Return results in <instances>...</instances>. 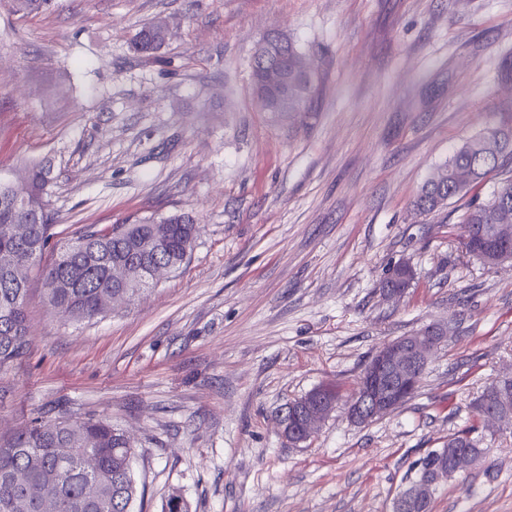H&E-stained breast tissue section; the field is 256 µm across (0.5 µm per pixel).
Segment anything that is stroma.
I'll return each instance as SVG.
<instances>
[{"mask_svg": "<svg viewBox=\"0 0 512 512\" xmlns=\"http://www.w3.org/2000/svg\"><path fill=\"white\" fill-rule=\"evenodd\" d=\"M162 20L159 54L134 53ZM298 45L317 92L263 111L261 36ZM512 0H56L23 18L0 0V181L52 168L56 243L85 225L188 214L186 266L73 324L29 272L31 347L0 374V436L103 418L133 446L134 512L181 492L192 512H393L418 463L475 423L512 368V263L462 247L491 173L429 213L412 201L466 139L512 125ZM415 279L386 300L385 271ZM450 322L418 390L365 425L336 409L291 445L287 404L350 392L387 341ZM441 483L430 512H512V436Z\"/></svg>", "mask_w": 512, "mask_h": 512, "instance_id": "1", "label": "stroma"}]
</instances>
